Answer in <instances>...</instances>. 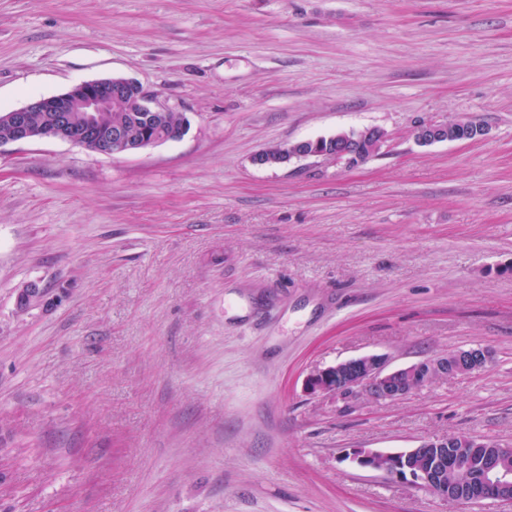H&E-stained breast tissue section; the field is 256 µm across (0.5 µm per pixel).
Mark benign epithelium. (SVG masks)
Masks as SVG:
<instances>
[{"label":"benign epithelium","mask_w":512,"mask_h":512,"mask_svg":"<svg viewBox=\"0 0 512 512\" xmlns=\"http://www.w3.org/2000/svg\"><path fill=\"white\" fill-rule=\"evenodd\" d=\"M133 102L139 112H164L152 95L137 81L129 78H107L79 83L67 92L29 101L26 105L0 113V121L12 128L13 143L29 142L37 139L54 138L69 141L80 147L91 146L108 155H123L139 152L154 145L169 141L163 136H141L131 138L120 128L104 122L101 113L112 111V106ZM45 112L46 120L39 126L29 121V113ZM443 129L441 123H427L421 130L417 143L427 146L439 142L435 133ZM312 149L305 154L293 147L283 150L281 161L301 158L305 155L318 158H333L327 153L321 139L310 141ZM486 356L478 351H460L453 356L441 354L436 357L400 367L386 369V360L381 355H365L340 361L328 368L315 370L305 379V388L311 395L328 394L343 402L365 397L374 392L378 401H393L405 397L439 377L456 374H470L483 369ZM392 458L391 465L382 470L388 476L414 480L417 486L431 490L436 479L443 478L426 473L416 476L411 471L407 457L385 454L379 451L357 450L353 460L364 468L375 469V462L383 456ZM512 448L500 447L498 459L485 468L483 490L479 493L466 492V482L456 476L441 497L449 500L476 501L493 494L497 499L512 504Z\"/></svg>","instance_id":"obj_1"}]
</instances>
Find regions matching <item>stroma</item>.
Wrapping results in <instances>:
<instances>
[{
  "mask_svg": "<svg viewBox=\"0 0 512 512\" xmlns=\"http://www.w3.org/2000/svg\"><path fill=\"white\" fill-rule=\"evenodd\" d=\"M111 77L187 133L0 146V512H512L348 458L512 447V0H0V112ZM366 127L354 167L255 161ZM477 348L396 401L304 390Z\"/></svg>",
  "mask_w": 512,
  "mask_h": 512,
  "instance_id": "1",
  "label": "stroma"
}]
</instances>
